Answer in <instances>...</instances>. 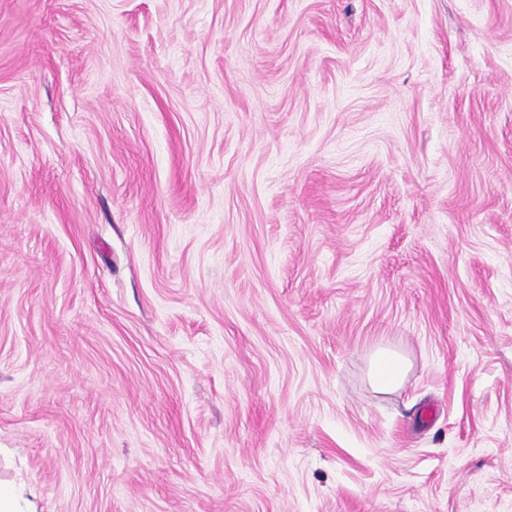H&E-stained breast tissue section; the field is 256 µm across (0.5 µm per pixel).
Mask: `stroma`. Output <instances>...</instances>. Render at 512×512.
<instances>
[{
  "label": "stroma",
  "instance_id": "stroma-1",
  "mask_svg": "<svg viewBox=\"0 0 512 512\" xmlns=\"http://www.w3.org/2000/svg\"><path fill=\"white\" fill-rule=\"evenodd\" d=\"M0 481L512 512V0H0ZM408 365L404 358L389 350H378L371 358L369 378L379 392H391L403 384Z\"/></svg>",
  "mask_w": 512,
  "mask_h": 512
}]
</instances>
